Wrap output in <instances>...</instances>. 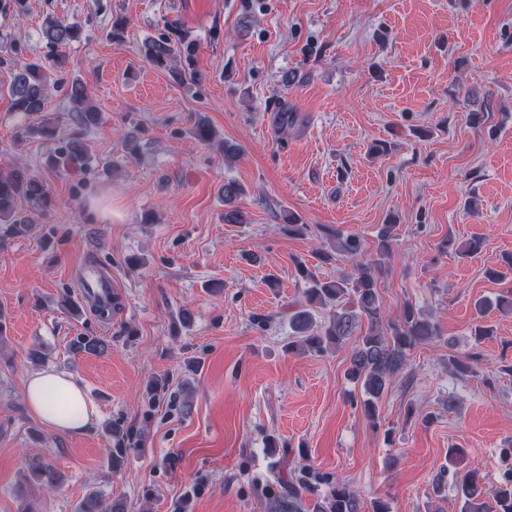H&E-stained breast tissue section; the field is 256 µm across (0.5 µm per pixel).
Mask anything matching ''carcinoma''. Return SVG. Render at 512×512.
I'll use <instances>...</instances> for the list:
<instances>
[{"label":"carcinoma","mask_w":512,"mask_h":512,"mask_svg":"<svg viewBox=\"0 0 512 512\" xmlns=\"http://www.w3.org/2000/svg\"><path fill=\"white\" fill-rule=\"evenodd\" d=\"M42 36L45 42L44 54L49 67L67 75L66 48L86 39L85 28L77 22L64 23L54 18L45 21ZM145 58L158 66H167L173 59L182 62L180 67L169 68L172 79L183 83L186 72L190 71L195 54V43L176 26L171 34L159 39H148L143 43ZM0 64L13 74L10 85L12 108L16 112L33 114L45 108L47 97V79L44 66L38 62H26L18 58H1ZM63 84L71 104V121L76 129L66 136H60L58 126L45 122L37 127L23 130L19 138L37 136L52 145L47 155V165L52 169H71L86 172L92 160L85 152L81 132L98 127L102 116L93 105L83 79L65 78ZM244 194V188L236 181L224 182V223H249L245 211L229 208L238 197ZM54 206L53 197L46 183L33 178L27 169L16 164H0V243L10 239L26 237L32 234L35 225L29 215L44 213ZM394 225H381L377 235L376 252L385 256L391 248ZM336 252L357 260L355 274L350 278L321 281L314 276L304 261L296 259L294 264L299 274L310 283L303 299L296 307L288 310V325L294 336L289 347L299 351L323 353L327 347L336 349L347 344L356 335L362 320L368 321V330L359 337L350 352L348 376L361 385L364 398L362 411L373 423L378 424L376 401L388 388L395 376L406 367L408 352L417 345L427 342L438 335L437 326L412 305L407 304L401 313L390 319L381 307L377 287L379 267L372 263L359 261L363 246L359 238H346L336 235ZM483 247L480 239L455 247L453 239L444 240L440 249H455L460 257L477 254ZM336 303L321 331L315 330L313 307ZM495 308L501 313L512 312V295H504L491 304L485 301L476 303L478 317ZM493 335V329L479 322L474 328L473 351L463 359L451 360L453 369L461 374L473 371V364L479 362L481 353L478 345ZM105 342L97 337L79 336L71 344V350L79 353H102ZM107 431L114 439L110 449L109 465L112 471H121L127 456L134 450L133 433L130 429L115 423L109 424ZM465 455L462 448L448 449V473L457 490L460 512H512V469L504 472L500 485L488 490L481 473L476 468L463 471L457 465ZM23 478L27 482H41L49 487L59 485V472L54 466L38 454L29 455L23 464ZM320 481L309 470L302 469L291 476L281 488L275 505L276 512H300L305 497L318 492ZM327 492L316 500V512H360L358 497L344 483L326 482ZM125 506L94 494L82 501L77 512H124Z\"/></svg>","instance_id":"1"}]
</instances>
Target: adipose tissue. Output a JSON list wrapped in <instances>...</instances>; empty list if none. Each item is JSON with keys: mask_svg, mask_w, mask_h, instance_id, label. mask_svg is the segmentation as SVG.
<instances>
[{"mask_svg": "<svg viewBox=\"0 0 512 512\" xmlns=\"http://www.w3.org/2000/svg\"><path fill=\"white\" fill-rule=\"evenodd\" d=\"M24 396L33 416L53 431L82 432L96 415L84 388L71 375L56 370L28 376Z\"/></svg>", "mask_w": 512, "mask_h": 512, "instance_id": "adipose-tissue-1", "label": "adipose tissue"}]
</instances>
